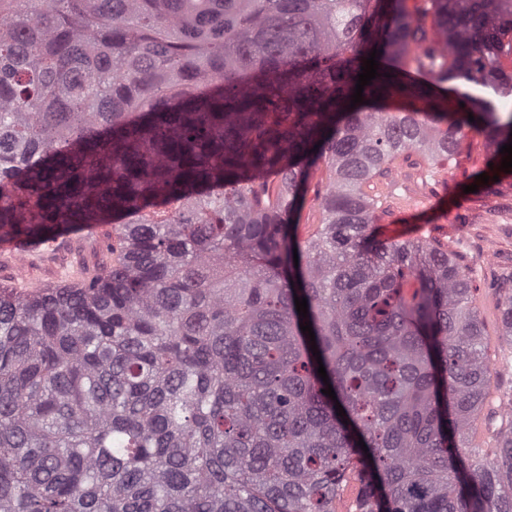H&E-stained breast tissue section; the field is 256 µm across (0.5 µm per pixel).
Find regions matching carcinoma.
Listing matches in <instances>:
<instances>
[{
    "instance_id": "1",
    "label": "carcinoma",
    "mask_w": 512,
    "mask_h": 512,
    "mask_svg": "<svg viewBox=\"0 0 512 512\" xmlns=\"http://www.w3.org/2000/svg\"><path fill=\"white\" fill-rule=\"evenodd\" d=\"M430 3L0 0V234L114 231L103 273L0 289V512H336L351 478L361 512H512V416L491 456L467 437L492 379L468 268L369 238L398 156L471 129L492 177L512 142L472 92H512V0ZM326 179V171L322 167L311 177L307 185L305 202L299 213L298 236L301 241L312 236L322 224L321 201L326 189Z\"/></svg>"
}]
</instances>
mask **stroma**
I'll list each match as a JSON object with an SVG mask.
<instances>
[{
	"instance_id": "obj_1",
	"label": "stroma",
	"mask_w": 512,
	"mask_h": 512,
	"mask_svg": "<svg viewBox=\"0 0 512 512\" xmlns=\"http://www.w3.org/2000/svg\"><path fill=\"white\" fill-rule=\"evenodd\" d=\"M489 148L483 136L463 130L457 153L450 161L433 162L417 152L399 157L383 175L364 187L376 200L372 233L375 238H407L412 226L432 225V240L454 252L470 268L472 285L481 300L489 361L499 353L500 315L494 305L498 291L512 290V174L477 183L487 169ZM326 172L310 179L299 213L298 236L307 239L323 219L322 197ZM476 192H469V185ZM112 237L107 232L85 237L73 235L65 255L51 250L24 260L0 261V288L18 292L54 284L59 267L84 279L95 276L112 261Z\"/></svg>"
}]
</instances>
